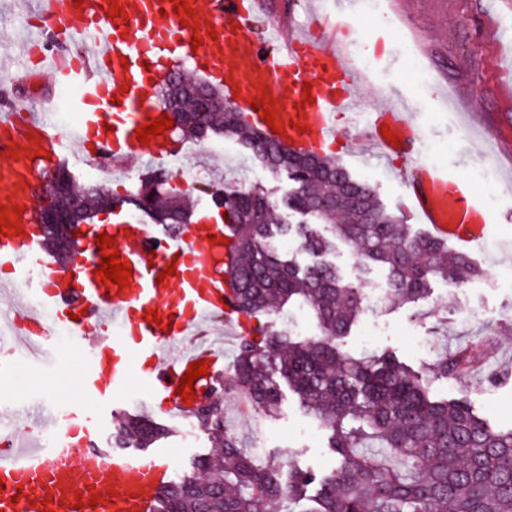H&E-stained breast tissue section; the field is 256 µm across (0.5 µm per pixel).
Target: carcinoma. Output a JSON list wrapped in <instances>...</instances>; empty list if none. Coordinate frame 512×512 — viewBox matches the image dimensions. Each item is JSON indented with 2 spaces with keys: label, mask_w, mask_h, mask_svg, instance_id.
Here are the masks:
<instances>
[{
  "label": "carcinoma",
  "mask_w": 512,
  "mask_h": 512,
  "mask_svg": "<svg viewBox=\"0 0 512 512\" xmlns=\"http://www.w3.org/2000/svg\"><path fill=\"white\" fill-rule=\"evenodd\" d=\"M160 96L181 111V138L223 135L262 151L265 168L285 172L293 182L286 206L311 219L284 224L258 191L224 187L220 206L240 312L251 318L296 299L311 308L320 329L307 341L278 332L243 339L233 381L254 405L272 411L281 402L279 380H285L306 413L329 430L338 462L327 476L291 467L285 477L275 463L239 448L224 432L221 382L192 416L218 448L156 492V512H512V430L494 429L463 399H431L422 376L389 353L353 357L339 346L365 310L364 288L373 270H387L391 297L416 303L428 296L433 280L460 283L481 275L470 256L413 234L344 166L267 137L217 91L172 75ZM55 169L64 176L56 205L76 201L78 207L72 224L45 227L53 244L115 201L100 187L79 184L64 164ZM159 186L145 177L131 204L159 224L191 223L194 203L178 190L163 195ZM319 224L332 236L319 232ZM290 235L318 261L302 267L278 254L274 239ZM338 242L356 259L355 285L344 282L336 264L321 261ZM480 358L469 344L445 352L435 370L459 378ZM171 433L149 417L128 415L116 421L113 441L150 448Z\"/></svg>",
  "instance_id": "obj_1"
}]
</instances>
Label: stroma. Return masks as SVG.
I'll return each mask as SVG.
<instances>
[{"label":"stroma","mask_w":512,"mask_h":512,"mask_svg":"<svg viewBox=\"0 0 512 512\" xmlns=\"http://www.w3.org/2000/svg\"><path fill=\"white\" fill-rule=\"evenodd\" d=\"M341 13L346 25L339 36L366 61L365 87L374 88L382 105L407 107L417 126L411 154L387 158L368 145L357 144L364 123L361 113L336 116L341 143L334 157L357 179L372 186L385 207L399 214L417 234H428L427 225L402 212L408 176L426 165L437 164L449 176H466L473 197L491 219L486 240L469 254L483 273L470 282H436L419 304L383 303L359 318L342 340L351 354L364 351L391 352L422 375L430 393L438 398H465L498 428H512V188L504 184L512 171V75L501 73L502 62L512 63V0H381L380 10L364 15L359 0H259L256 22L260 29L272 25H301L311 9ZM37 0H0V54L9 53L7 68H0V105L17 103L30 112L43 109L46 99L60 92L44 71L37 55L19 50L33 25L39 24ZM426 69L418 74L413 57ZM214 138L182 142L179 161L192 163L196 183L182 180L176 163L158 164L144 158L123 162L112 169L107 190L117 196L135 194L140 177L149 171L161 174L170 187L193 194L197 211L216 212L211 195L197 192V185H221L239 165L248 168V187L262 190L279 206L281 221L302 223L300 214L280 207L291 183L286 173L267 171L252 152L234 140H224L223 154L213 153ZM493 168L494 183L480 178ZM447 319L448 333L436 335L439 319ZM261 330L276 329L300 340L318 335L309 307L293 302L274 315H257ZM481 341L485 356L466 377L449 380L433 375L430 367L444 349ZM239 341L225 335L224 429L239 446L282 468L297 467L322 474L336 465L327 446L322 424L308 415L297 396L284 391L276 411L244 409L235 399L232 380ZM85 352L71 356L67 365L46 357L40 366L19 360L11 387L20 402H57L61 413L80 406L85 416L96 417L90 403L78 404V379ZM173 434L166 439L176 469L188 468L193 459L209 451L210 437L188 426L187 419L172 414L159 418Z\"/></svg>","instance_id":"35a3bbf8"}]
</instances>
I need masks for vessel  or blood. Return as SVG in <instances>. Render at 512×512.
Returning a JSON list of instances; mask_svg holds the SVG:
<instances>
[{"label":"vessel or blood","instance_id":"b4317fda","mask_svg":"<svg viewBox=\"0 0 512 512\" xmlns=\"http://www.w3.org/2000/svg\"><path fill=\"white\" fill-rule=\"evenodd\" d=\"M174 0H39L44 21L32 40L43 46L58 33L77 36L91 55L74 58L52 53L57 83L74 86L71 107L79 120L60 129L49 113L20 108L0 110V205L22 206L21 234L0 235V273L18 282L36 274L45 306L55 312L46 322L32 308L25 291H17L10 313L11 336L0 339V384L8 385L18 350L57 354L53 325L69 328L89 355L80 376L83 396L108 410L128 391L134 361H142L140 379L153 395L152 411L191 415L197 399L211 395L224 349L211 341L214 330L231 327L235 336L251 328L236 308L229 272L221 264L229 251L220 244V224H184L168 231L154 224L124 218L85 229L80 244H68L66 263L47 247L40 216L26 200L41 167L66 154L71 145L90 142L94 152L83 158L125 160L136 150L138 127L168 113V106L147 97L163 61L183 59L194 71L224 88L225 99L261 124L268 90L276 120L289 145L320 150L336 138V115L358 108L353 92L360 76L341 43L330 40L342 26L341 16L310 11L291 31H260L253 0H187L197 19L182 26ZM123 16L111 13L112 6ZM203 39L192 47L193 36ZM367 138L383 155H407L415 141L414 123L396 106L365 115ZM395 142H388L387 133ZM46 151L43 160L34 154ZM403 208L427 224L434 237L472 247L487 236L488 214L474 201L461 179L436 166L410 179ZM114 241L120 259L132 266L127 288L98 281L101 266L98 234ZM174 275H165L167 266ZM156 310L161 323L147 319ZM121 325V334L106 336L103 326ZM208 361L198 378L195 397L177 392L190 364ZM26 423L51 425L58 437L52 447L23 452L0 444V512H153V491L171 480L174 469L168 449L149 451L100 448L80 414H51L30 407ZM100 503H93V496Z\"/></svg>","mask_w":512,"mask_h":512}]
</instances>
